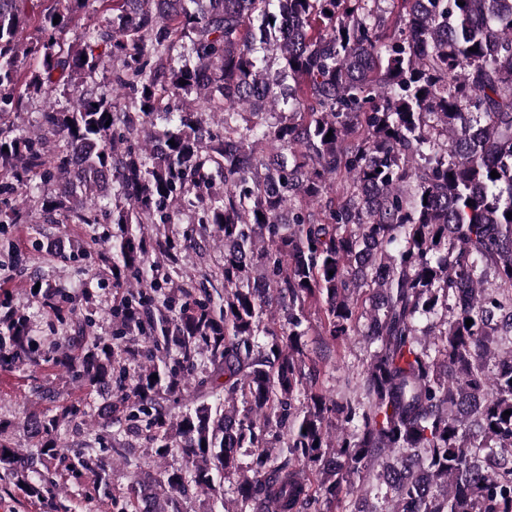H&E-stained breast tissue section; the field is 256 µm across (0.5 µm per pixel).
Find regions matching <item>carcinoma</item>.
<instances>
[{"label": "carcinoma", "instance_id": "1", "mask_svg": "<svg viewBox=\"0 0 512 512\" xmlns=\"http://www.w3.org/2000/svg\"><path fill=\"white\" fill-rule=\"evenodd\" d=\"M87 2L48 0L31 47L28 0H0V115L44 100L38 133L0 123V196L21 198L0 208V246L20 258L4 225L22 210L72 224L125 304L112 336L71 309L51 354L10 311L0 363L119 400L79 450L54 437L68 406L25 412L37 451L0 441V485L54 509L44 471L63 465L110 499L113 445L146 431L184 464L144 473L141 512L189 489L226 512H512V350L493 348L512 336V0H108L92 29L75 25ZM104 56L112 94L91 96ZM181 207L224 241L197 284L175 282L177 243L148 229ZM68 303L49 288L42 312ZM313 305L327 346L364 337L360 396L306 369ZM127 335L149 349L134 369ZM193 379L167 413L161 396ZM215 471L238 475L232 498Z\"/></svg>", "mask_w": 512, "mask_h": 512}]
</instances>
